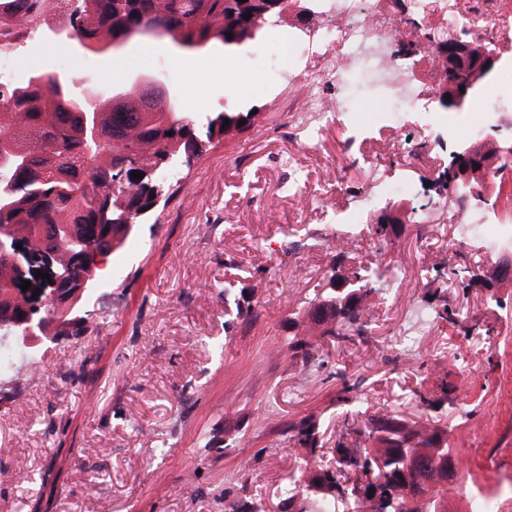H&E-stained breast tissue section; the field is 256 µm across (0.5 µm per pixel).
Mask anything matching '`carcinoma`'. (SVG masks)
<instances>
[{
	"mask_svg": "<svg viewBox=\"0 0 512 512\" xmlns=\"http://www.w3.org/2000/svg\"><path fill=\"white\" fill-rule=\"evenodd\" d=\"M70 12V36L92 53L112 49L145 19L154 22L158 37L168 36L182 50H198L215 40L224 49L244 48L281 17L268 8L269 0H80ZM46 0H0V50L11 48L21 30L45 15ZM251 14L246 19L244 15ZM0 145L13 162L0 168V226L14 227L18 241L31 253H52L66 276L58 287L70 291L91 286L89 273L97 256L122 244L134 225L150 216L169 194L170 174L191 167L215 143L250 126L253 109L227 106L222 111L194 116L180 110L173 93L163 97L158 87L134 92L116 79L95 88L87 102L66 77H51L39 69L18 83H0ZM229 125H224V119ZM244 125H238L239 121ZM138 171V180L131 173ZM437 287L460 271L433 266ZM357 301L341 308L323 300L337 298L333 288L305 301V318L320 336L346 340L361 332L367 307L382 298L381 277L354 269ZM21 267L0 255V287L20 288ZM25 297H15L16 320L24 318L47 328L58 309L50 306L25 311ZM421 314L435 324L458 323L448 304H427ZM7 341L26 346L24 326H0V347ZM456 387L448 373L437 375L431 390L414 393L419 419L373 415L358 431L356 450L341 445L336 458L314 465L304 460L299 480L283 488L282 512H336L346 500L354 512H445L448 498V460L454 451L448 431L430 423L432 414L455 401ZM288 431L296 445L318 459L319 421L310 415ZM409 483L421 486L422 496L407 499Z\"/></svg>",
	"mask_w": 512,
	"mask_h": 512,
	"instance_id": "cac0c4a2",
	"label": "carcinoma"
}]
</instances>
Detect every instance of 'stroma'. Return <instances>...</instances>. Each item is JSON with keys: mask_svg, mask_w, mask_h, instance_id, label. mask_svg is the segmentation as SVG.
<instances>
[{"mask_svg": "<svg viewBox=\"0 0 512 512\" xmlns=\"http://www.w3.org/2000/svg\"><path fill=\"white\" fill-rule=\"evenodd\" d=\"M297 25L284 13L237 52L215 43L187 54L164 38L94 54L68 38V14L57 7L38 40L12 50L14 83L35 66L105 83L136 71L157 75L183 111L229 103L258 113L251 128L183 170L158 223L135 226L99 258L70 323L52 322L0 376V512H224L238 500L278 512L304 456L289 437L292 423L316 416L332 453L345 419L413 417L415 392L441 366L459 389L440 416L465 462L457 482L496 494L500 512H512V488L499 484L512 473V280L476 264L488 250L483 238L460 237L450 224L427 241L413 227L423 204L435 218H455L454 196L430 182L448 164L449 126L471 123L485 106L363 125L357 115L384 106L359 80L337 122L290 136L296 82L261 75L258 64L267 42L304 43ZM378 172L411 194L386 193L373 181ZM340 180L352 194L337 191ZM383 215L395 226L385 243L372 231ZM346 230L355 242L337 247ZM333 262L375 270L397 287L366 311L360 334L312 336L309 361L291 360L296 313L326 292ZM442 262L469 268L468 287L449 285L448 305L490 335L467 337L441 323L418 337L412 361L391 357ZM345 380L359 383L360 399L341 405Z\"/></svg>", "mask_w": 512, "mask_h": 512, "instance_id": "35a3bbf8", "label": "stroma"}]
</instances>
